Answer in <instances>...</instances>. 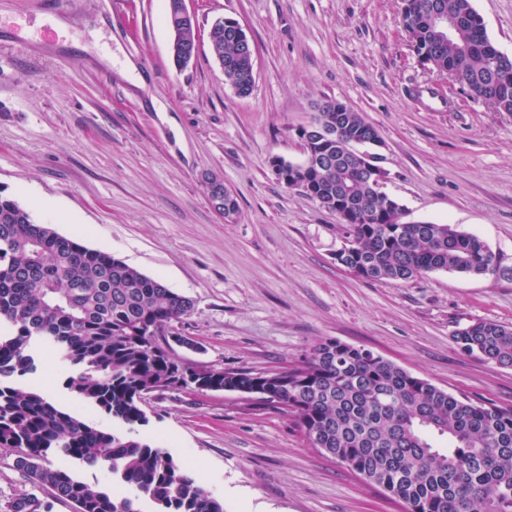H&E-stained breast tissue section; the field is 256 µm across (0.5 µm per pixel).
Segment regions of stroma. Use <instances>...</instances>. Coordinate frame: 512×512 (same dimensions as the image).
<instances>
[{"mask_svg":"<svg viewBox=\"0 0 512 512\" xmlns=\"http://www.w3.org/2000/svg\"><path fill=\"white\" fill-rule=\"evenodd\" d=\"M512 55V0H472ZM402 0H190L197 52L170 55L167 0H0V195L189 298L176 323L199 350L184 364L271 371L325 339L371 350L458 396L512 408V368L464 354L457 330L512 326V112L449 88L423 66ZM233 19L256 48L238 96L209 31ZM324 98L375 126L385 192L407 222L454 224L497 255V276L433 272L368 282L336 261L334 212L281 183L272 158H304L300 127ZM236 197L225 221L203 178ZM64 364L48 350L20 378L65 406ZM141 427L224 501L225 512H404L313 448L294 418L231 392H156ZM0 448V512L50 495Z\"/></svg>","mask_w":512,"mask_h":512,"instance_id":"obj_1","label":"stroma"}]
</instances>
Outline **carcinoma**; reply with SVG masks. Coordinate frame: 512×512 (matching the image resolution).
<instances>
[{
    "label": "carcinoma",
    "mask_w": 512,
    "mask_h": 512,
    "mask_svg": "<svg viewBox=\"0 0 512 512\" xmlns=\"http://www.w3.org/2000/svg\"><path fill=\"white\" fill-rule=\"evenodd\" d=\"M402 24L416 55L448 74L475 99L494 90L495 110L512 112V59L495 60L471 0H403ZM436 5L458 21L451 41L431 25ZM226 81L248 96L251 65L240 57L224 20L209 32ZM319 103L334 127L327 140L303 144L294 164L296 187L339 214L348 243L339 264L367 281L406 282L434 271L487 276L496 254L452 224H405L402 208L370 187L361 161L346 150L353 139L379 137L360 113ZM193 311L190 299L109 253L35 222L18 202L0 195V448H21L16 466L33 485L70 502L74 512H141L138 496L156 512H224L209 494L137 427L148 423L140 395L152 387L202 388L193 366L173 360L163 342L173 323ZM470 356L512 367V326L477 320L456 331ZM68 365L64 385L75 401L127 427L118 432L85 420L16 379L37 369L35 346ZM263 404L293 413L313 446L364 482L404 504L405 512H512V408L458 397L374 354L338 340L317 343L285 372ZM448 438V448L432 437ZM51 453L76 462H108L112 476L136 496L117 497L47 464ZM11 512H50L36 497L20 498Z\"/></svg>",
    "instance_id": "obj_1"
}]
</instances>
